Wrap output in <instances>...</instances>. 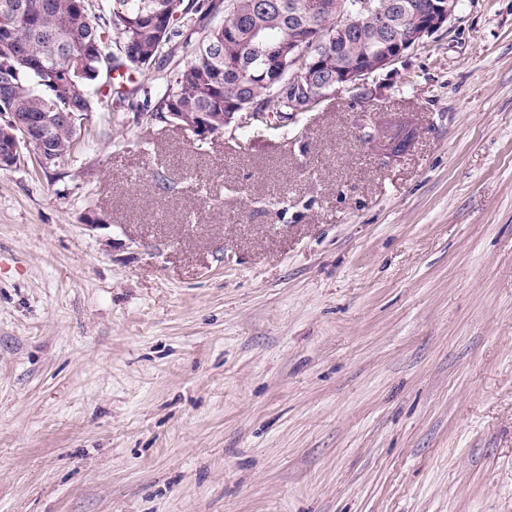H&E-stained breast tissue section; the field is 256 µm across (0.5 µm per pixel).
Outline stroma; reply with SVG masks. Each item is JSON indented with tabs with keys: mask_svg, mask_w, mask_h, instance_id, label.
<instances>
[{
	"mask_svg": "<svg viewBox=\"0 0 512 512\" xmlns=\"http://www.w3.org/2000/svg\"><path fill=\"white\" fill-rule=\"evenodd\" d=\"M367 86L0 170V512H512V0Z\"/></svg>",
	"mask_w": 512,
	"mask_h": 512,
	"instance_id": "1",
	"label": "stroma"
}]
</instances>
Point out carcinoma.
<instances>
[{
  "instance_id": "carcinoma-1",
  "label": "carcinoma",
  "mask_w": 512,
  "mask_h": 512,
  "mask_svg": "<svg viewBox=\"0 0 512 512\" xmlns=\"http://www.w3.org/2000/svg\"><path fill=\"white\" fill-rule=\"evenodd\" d=\"M280 9L262 11L255 0H112V11L96 22L89 0H0V112L37 128L35 149L45 172L69 163L79 150L80 126L102 97L115 99V112H142L133 92L99 83L120 69L126 79L152 69L169 68L156 111L178 124L172 112H204L211 132L224 131V94H232L239 112H286L288 98L261 83V75L279 42L303 22L318 30L336 26V16L313 13L318 0H277ZM231 8L234 33L226 36L215 18ZM119 46L134 43L135 54L105 53L106 30ZM197 35L191 57L170 65L175 38ZM385 30L373 21L353 41L336 44L323 36L313 53L322 67L313 80L326 81L336 68L360 62L367 46Z\"/></svg>"
}]
</instances>
